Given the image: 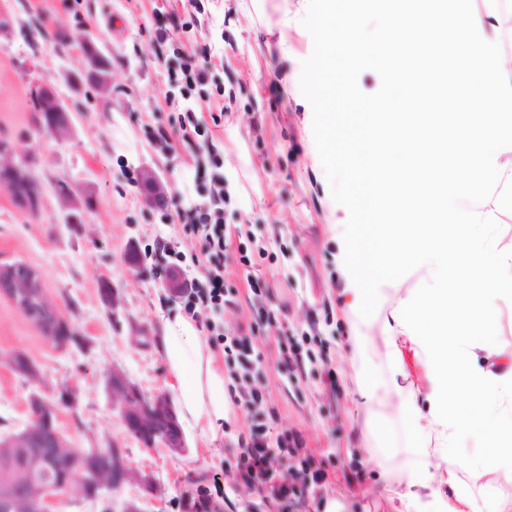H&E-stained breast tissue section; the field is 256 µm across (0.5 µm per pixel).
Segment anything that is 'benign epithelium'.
<instances>
[{
    "instance_id": "7a95c632",
    "label": "benign epithelium",
    "mask_w": 512,
    "mask_h": 512,
    "mask_svg": "<svg viewBox=\"0 0 512 512\" xmlns=\"http://www.w3.org/2000/svg\"><path fill=\"white\" fill-rule=\"evenodd\" d=\"M83 56L88 82L98 90L104 89L108 82L106 58L90 49L84 51ZM35 96L40 109L47 111V118L40 123L41 130L59 138L68 135L72 122L53 88L38 86ZM26 166L27 159L15 161L7 156V149L0 148V185L18 188L21 191L19 201L32 208L36 195ZM144 191L153 204L163 201L166 196L165 188L153 177L144 181ZM58 195L70 209L68 223H81V213L92 206L91 200L76 202L65 187L59 190ZM0 295L8 298L51 342L60 347L69 344L70 325L58 307L48 300L36 269L23 263L0 265ZM109 388L112 404L118 406L127 432L143 447L166 448L177 454L186 452L183 430L165 395L144 394L116 369L112 370L109 378ZM28 412L29 425L0 441L2 448L33 450L27 464L6 458L9 490L0 497V512H52L56 500L74 485L78 486V493L85 499L92 492L98 494L101 512H114V493L125 486L137 484L148 492L153 490L152 478L129 466L119 449H112L111 456L104 459L97 448L78 450L70 447L56 426L55 407L39 395L30 396ZM49 470L61 473L64 480L56 485H44L37 475Z\"/></svg>"
}]
</instances>
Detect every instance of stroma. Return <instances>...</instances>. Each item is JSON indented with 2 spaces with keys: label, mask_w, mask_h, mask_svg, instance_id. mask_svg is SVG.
I'll list each match as a JSON object with an SVG mask.
<instances>
[{
  "label": "stroma",
  "mask_w": 512,
  "mask_h": 512,
  "mask_svg": "<svg viewBox=\"0 0 512 512\" xmlns=\"http://www.w3.org/2000/svg\"><path fill=\"white\" fill-rule=\"evenodd\" d=\"M328 6L329 0H0V144L12 157L28 158L38 192L32 214L0 186V265L38 269L77 337L56 346L0 297V436L26 426L27 400L40 392L57 404L58 427L71 447L120 449L132 468L151 474L155 494L129 485L122 498L139 499L143 512H197V488L232 457L239 436L265 423L300 432L329 479L301 502L270 503L228 468L222 512H394L380 470L404 464L411 433L394 395L381 407L382 452L362 437L350 314L336 270L339 243L329 227L337 209L350 223L370 221L357 201L370 174L361 115L385 105L389 79L379 68L350 69L342 57L322 56L318 24ZM161 28L169 33L163 46L156 39ZM88 45L110 63L108 92L77 81ZM201 47L210 53L208 82L190 90L182 66ZM35 81L62 98L73 123L68 136L40 133ZM189 109L205 131L185 139L180 119ZM146 170L166 185L165 207L147 203ZM60 185L77 200H93L81 223H67ZM219 189L225 230L240 227L255 240L248 248L252 267L244 269L229 246L226 285L237 298L199 311L195 324L203 336L211 324L227 334L255 326L266 399L236 409L215 440L185 429L188 451L173 455L144 448L126 432L108 378L116 369L147 394L168 393L155 338L165 317L183 312L184 298L169 292L161 273L200 278L191 261L199 241L184 224ZM159 240L174 245L175 255L156 254ZM131 244L143 260L137 271L125 263ZM250 273L267 282L268 294L249 291ZM106 281L120 300L113 309L101 298ZM391 292L378 284L367 310L370 360L383 382L390 377L381 331ZM266 310L280 311L278 325L261 322ZM310 332L323 343V363L309 366L300 381L278 374L281 342ZM18 352L37 366V381L12 368ZM326 368L335 384L324 383Z\"/></svg>",
  "instance_id": "stroma-1"
}]
</instances>
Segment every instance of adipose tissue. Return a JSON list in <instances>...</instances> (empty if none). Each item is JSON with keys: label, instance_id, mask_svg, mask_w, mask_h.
<instances>
[{"label": "adipose tissue", "instance_id": "adipose-tissue-1", "mask_svg": "<svg viewBox=\"0 0 512 512\" xmlns=\"http://www.w3.org/2000/svg\"><path fill=\"white\" fill-rule=\"evenodd\" d=\"M483 3L478 13L464 0H340L319 22L324 48L339 49L350 68L381 66L401 91L400 101L364 115L373 178L360 203L377 223L332 222L344 241L338 265L355 315L349 342L367 410L363 435L380 441L376 424L386 393L402 394L400 414L413 433L404 466L382 472L394 483L401 512L424 496L438 498L440 512H481L476 482L512 469V351L499 348L508 363L494 370L471 361L499 303L512 304V244L494 245L488 258L473 236L512 206V82L502 78L512 61L489 26L501 17L499 0ZM372 16L378 23L365 31ZM402 51L403 70L395 66ZM434 82L444 90L445 111H410L417 89ZM402 270L421 271V285L392 300L383 339L395 381L383 386L367 363L364 312L373 296L370 281L394 279ZM158 343L182 423L215 438L227 402L209 344L181 314L165 319ZM406 346L429 370L432 406L425 412L415 392H402L397 383ZM463 431L484 442L470 465V486L457 475L456 457L444 456L435 467L427 458L430 441L450 443Z\"/></svg>", "mask_w": 512, "mask_h": 512}]
</instances>
